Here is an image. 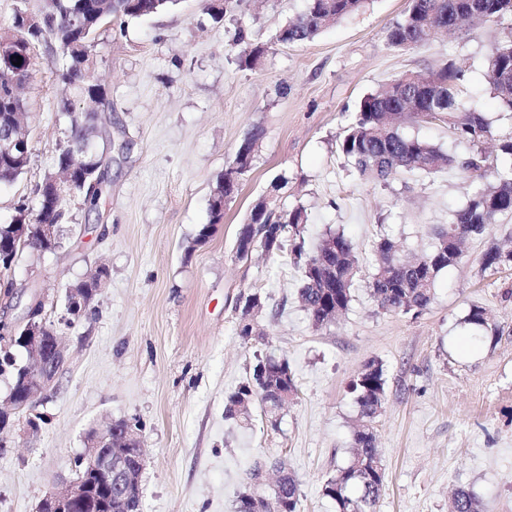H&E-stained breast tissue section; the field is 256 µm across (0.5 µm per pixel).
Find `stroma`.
<instances>
[{"mask_svg":"<svg viewBox=\"0 0 512 512\" xmlns=\"http://www.w3.org/2000/svg\"><path fill=\"white\" fill-rule=\"evenodd\" d=\"M408 2L367 0L310 41L273 47L251 70L237 63L238 31L248 42H269L305 0H239L218 20L206 0H179L149 17L101 25L92 53L112 146L100 199L91 208L70 197L63 248L23 252L12 291L0 289V320L20 319L40 296L68 351L54 389L37 400L44 417L37 437L16 433L0 446V512H35L47 492L74 478L88 430L117 419L142 427V512H234L238 496L253 489L246 473L258 457L286 461L299 482L300 512H336L322 488L352 456L359 411L347 384L372 361L386 378L372 423L387 474L377 512H449L461 487L484 512H512V268L490 274L480 262L488 246H512V217L467 242L419 317L382 311L368 287L376 241L388 235L405 253L428 250L472 187L453 169L384 186L337 150L364 95L450 59L495 135H512V112L485 79L487 55L512 25L477 23L415 48L391 47L384 30ZM60 60L54 45L32 43L23 90L31 158L14 182L0 184V224L12 223L18 204L37 209L36 188L54 169L65 138L64 91L50 69ZM255 126L263 139L251 170L213 223L216 182ZM272 195L306 207L307 248L330 227L354 243L353 300L329 326L313 325L290 260L236 256L252 205ZM206 224L209 238L197 241ZM100 265L108 277L92 310L68 322V288ZM253 292L264 308L254 317L256 336L245 339L236 303ZM474 305L497 327L478 341L463 323ZM265 354L287 359L296 395L277 425L257 404L249 417L226 420L227 395Z\"/></svg>","mask_w":512,"mask_h":512,"instance_id":"1","label":"stroma"}]
</instances>
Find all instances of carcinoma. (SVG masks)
Here are the masks:
<instances>
[{
  "mask_svg": "<svg viewBox=\"0 0 512 512\" xmlns=\"http://www.w3.org/2000/svg\"><path fill=\"white\" fill-rule=\"evenodd\" d=\"M175 0H104L100 3L107 17H142L149 10L167 5ZM366 0H306L305 8L288 19L272 36L271 43L293 44L309 41L337 24L341 19L359 11ZM484 10L473 16L466 13L469 0H409L402 19L390 24L385 38L392 47L411 44L421 45L426 37L439 26L457 30L477 18L502 23L512 21V0H476ZM97 0H53L47 5L42 28L36 40L50 41L61 51L63 63L51 69L54 79L69 88L75 97L95 101L103 93V86L90 79L93 69L91 36L98 29ZM81 14L88 21L86 30H67L69 18ZM266 44H246L238 52L239 65L254 69L267 52ZM16 58L0 55V69L10 71L15 83L0 80V127L28 123L24 110H15L11 98L21 95L29 72L30 58L13 65ZM461 70L453 60L429 71L426 75L413 72L401 74L365 95L353 119L338 142V151L360 175L377 183H388L403 173H436L448 167L456 169L473 187L467 206L448 214V223L436 231V242L431 250L423 252L414 261H404L399 256V246L392 239L382 236L375 245L377 256L375 273L369 284L371 296L377 307L386 312L409 314L418 317L434 299L437 278L441 271L451 267L448 261V236L460 231L471 235L472 228H484L502 216L512 215V164L500 163V158L512 160V137L497 139L496 153L485 150L484 144L494 139L491 123L482 106L476 101L464 102L459 97ZM486 80L500 105L512 112V37L498 42L486 61ZM61 117L66 124V141L57 155L56 168L75 163L72 147L92 141L99 148V160H104L105 149L112 144L108 124L101 115L95 120L86 119L63 100ZM439 121L448 126L457 140L469 144L468 154L454 158L443 153L427 140L406 137L400 133L405 123ZM30 158L20 160L0 157V183L17 179L28 167ZM235 191L216 185L211 201L212 223L217 224L224 213L216 209L219 198L228 201ZM266 223L276 232L272 254L290 251L293 263L302 269V286L299 298L310 318L317 326L333 323L344 314L352 301L354 281L358 272V258L352 240L341 230L327 229L316 249L308 253L301 240L302 225L308 223L307 210L302 205L285 206L268 202ZM51 215L38 206L37 223L28 226V235L21 241L16 238L12 224L0 225V243L12 252L9 259L0 260V274L8 276L15 257L24 249L41 246L39 225L52 223ZM336 240L338 254L327 258L336 271H321L317 267L319 253L329 240ZM464 324L474 331L488 330L486 310L478 305L470 308ZM386 380L383 368L367 364L349 383L348 393L359 407L363 421L354 433L356 451L347 467L336 472L326 481L323 495L333 500L337 512H376L386 488V469L378 449L374 446L371 431L373 419L384 403ZM263 386L271 400L261 399L268 421L277 424L281 407L273 397L282 391H297L293 372L284 358L265 356L257 359L252 380L242 383L228 394L225 417L233 419L244 414L235 408L236 397L250 388ZM269 470L280 474L269 497L280 512H298L299 484L278 461L256 458L247 471L251 481ZM454 512H481L478 497L471 491H455Z\"/></svg>",
  "mask_w": 512,
  "mask_h": 512,
  "instance_id": "cac0c4a2",
  "label": "carcinoma"
}]
</instances>
